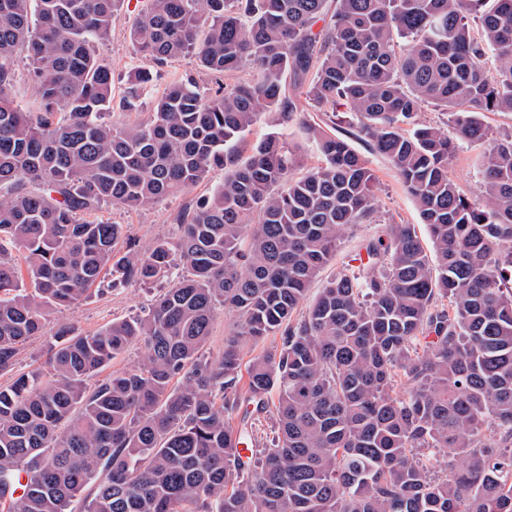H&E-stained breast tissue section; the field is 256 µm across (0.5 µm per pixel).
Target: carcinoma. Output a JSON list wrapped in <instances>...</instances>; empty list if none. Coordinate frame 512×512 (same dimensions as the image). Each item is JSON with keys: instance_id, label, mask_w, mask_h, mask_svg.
Returning a JSON list of instances; mask_svg holds the SVG:
<instances>
[{"instance_id": "1", "label": "carcinoma", "mask_w": 512, "mask_h": 512, "mask_svg": "<svg viewBox=\"0 0 512 512\" xmlns=\"http://www.w3.org/2000/svg\"><path fill=\"white\" fill-rule=\"evenodd\" d=\"M120 2L0 0V372L105 268L150 282L179 254L190 272L137 317L61 327L47 371L0 386L7 512H71L81 494L83 512H512V136L485 156L478 199L448 173L456 139L487 137L481 112H512V0H143L129 35L147 61L193 53L211 74L248 64L252 78L207 102L176 79L133 124L99 118ZM19 46L36 114L9 96ZM290 72L313 73L305 98L348 107L431 241L385 225L302 313L347 229L373 221L375 175L318 124L305 130L321 164L298 179L277 131L243 155L259 120L296 111ZM151 81L135 71L131 97ZM424 103L453 133L417 119ZM215 166L224 184L144 252L116 257L122 225L86 219L182 193ZM219 305L235 329L209 359ZM132 344L137 365L89 388ZM243 402L274 419L248 457V421L232 419ZM421 448L458 463L436 476Z\"/></svg>"}]
</instances>
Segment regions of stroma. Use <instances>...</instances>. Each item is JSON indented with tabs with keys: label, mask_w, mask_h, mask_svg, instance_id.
Listing matches in <instances>:
<instances>
[{
	"label": "stroma",
	"mask_w": 512,
	"mask_h": 512,
	"mask_svg": "<svg viewBox=\"0 0 512 512\" xmlns=\"http://www.w3.org/2000/svg\"><path fill=\"white\" fill-rule=\"evenodd\" d=\"M141 8L139 0H122L112 20V36L104 52V58L112 70V105L103 118L114 122H131L147 119L156 97L162 93L173 78L193 79L203 99H211L218 84H234L247 79L250 70L242 68L237 73L216 79L203 70L195 56L188 55L153 68L154 83L131 107H124L123 100L130 86V77L144 66L143 57L134 48L130 28ZM482 120L488 129L487 139L480 142H459L450 161L448 171L458 183L460 190L469 198L476 199L483 157L494 140L512 134V113L487 112ZM321 125L327 131L348 139L349 143L368 160L376 182L375 221L357 224L349 228L340 240L335 258L326 265L311 287L318 293L324 282L335 276L343 265L360 250L365 239L380 230L385 224H420L419 212L403 187L393 165L384 156L370 151L369 147L355 135L349 110L342 105L333 107L320 105L308 99H300L299 108L288 125L284 127V138L290 147L299 151L300 162L294 176H302L309 167L318 165L319 155L308 146L303 130L304 124ZM224 182L223 168L209 171L205 181L190 190L164 198L154 204L127 209L121 206H104L98 213L100 219L122 225L123 236L117 245L119 253L129 247L146 250L155 241L172 236L181 213L194 207L209 196ZM172 279L162 278L148 283H113L111 276H103L74 305L51 312L45 322L42 335L31 339L18 353L16 368L21 372L43 371L47 368L48 350L52 338L60 326L66 325L82 335L94 334L111 322L125 320L143 312L159 294L171 288Z\"/></svg>",
	"instance_id": "1"
}]
</instances>
